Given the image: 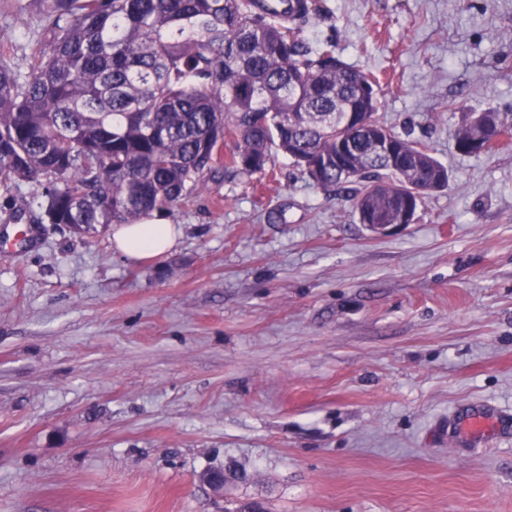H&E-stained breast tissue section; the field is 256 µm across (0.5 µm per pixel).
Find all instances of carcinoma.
Returning a JSON list of instances; mask_svg holds the SVG:
<instances>
[{"label": "carcinoma", "mask_w": 512, "mask_h": 512, "mask_svg": "<svg viewBox=\"0 0 512 512\" xmlns=\"http://www.w3.org/2000/svg\"><path fill=\"white\" fill-rule=\"evenodd\" d=\"M255 5L52 0L30 62L0 52V186H36L39 221L83 237L168 212L221 169L262 175L274 153L344 192L362 224H399L448 186L426 146L375 118L372 73L307 42L309 15L290 24ZM510 132L487 111L460 124L455 146ZM379 137L391 154L373 156Z\"/></svg>", "instance_id": "1"}]
</instances>
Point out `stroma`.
Returning a JSON list of instances; mask_svg holds the SVG:
<instances>
[{
    "label": "stroma",
    "mask_w": 512,
    "mask_h": 512,
    "mask_svg": "<svg viewBox=\"0 0 512 512\" xmlns=\"http://www.w3.org/2000/svg\"><path fill=\"white\" fill-rule=\"evenodd\" d=\"M316 2L304 38L379 75L377 119L447 189L376 235L279 155L133 262L108 226L18 242L36 188L0 187V512H512V424L448 438L471 406L512 417V148H454L464 116L512 112V0ZM50 7L0 0V51H38Z\"/></svg>",
    "instance_id": "35a3bbf8"
}]
</instances>
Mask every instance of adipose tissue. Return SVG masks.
Wrapping results in <instances>:
<instances>
[{
	"instance_id": "obj_1",
	"label": "adipose tissue",
	"mask_w": 512,
	"mask_h": 512,
	"mask_svg": "<svg viewBox=\"0 0 512 512\" xmlns=\"http://www.w3.org/2000/svg\"><path fill=\"white\" fill-rule=\"evenodd\" d=\"M179 236L175 225L153 213L136 224L113 225L112 247L131 261L152 260L171 252Z\"/></svg>"
}]
</instances>
